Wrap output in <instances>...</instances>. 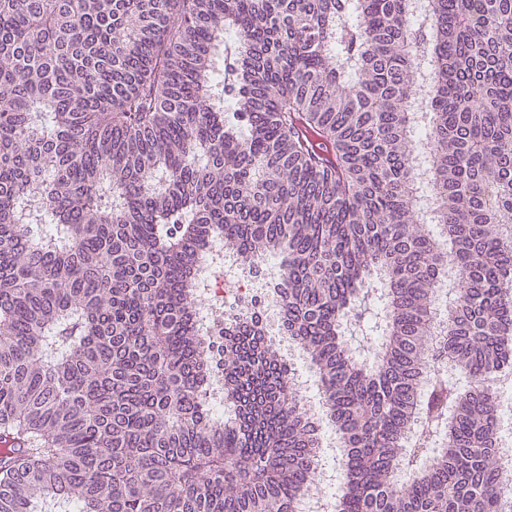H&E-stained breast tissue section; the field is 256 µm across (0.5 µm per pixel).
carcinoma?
I'll list each match as a JSON object with an SVG mask.
<instances>
[{
    "label": "carcinoma",
    "mask_w": 512,
    "mask_h": 512,
    "mask_svg": "<svg viewBox=\"0 0 512 512\" xmlns=\"http://www.w3.org/2000/svg\"><path fill=\"white\" fill-rule=\"evenodd\" d=\"M215 236L281 258L336 512H502L512 0H0V512H298L318 425L254 317L199 334Z\"/></svg>",
    "instance_id": "carcinoma-1"
}]
</instances>
